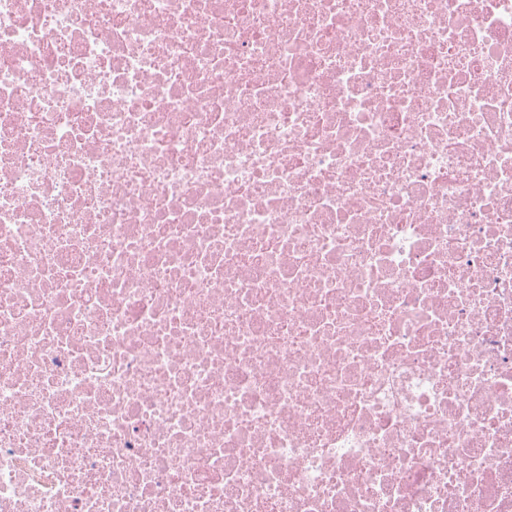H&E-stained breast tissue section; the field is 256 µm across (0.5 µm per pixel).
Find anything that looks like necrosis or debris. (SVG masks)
I'll list each match as a JSON object with an SVG mask.
<instances>
[{"instance_id": "necrosis-or-debris-1", "label": "necrosis or debris", "mask_w": 512, "mask_h": 512, "mask_svg": "<svg viewBox=\"0 0 512 512\" xmlns=\"http://www.w3.org/2000/svg\"><path fill=\"white\" fill-rule=\"evenodd\" d=\"M0 512H512V0H0Z\"/></svg>"}]
</instances>
